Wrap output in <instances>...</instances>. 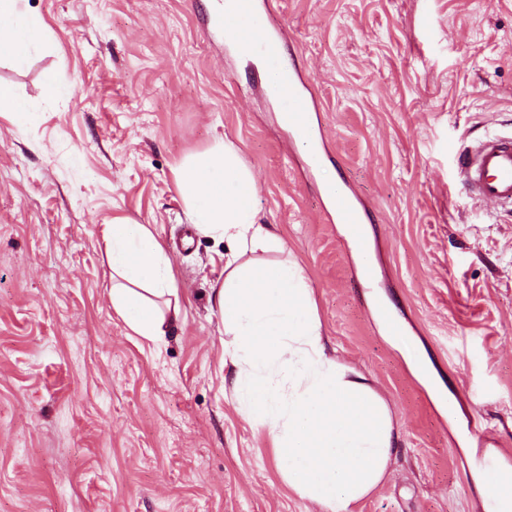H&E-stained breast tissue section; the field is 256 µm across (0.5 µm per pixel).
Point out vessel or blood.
I'll return each instance as SVG.
<instances>
[{
    "mask_svg": "<svg viewBox=\"0 0 512 512\" xmlns=\"http://www.w3.org/2000/svg\"><path fill=\"white\" fill-rule=\"evenodd\" d=\"M243 15L255 19L252 38L246 47L242 46L235 28L236 18ZM214 24L228 35V51L248 50L266 68L277 71L278 83L271 94L282 103V119L297 141H311L317 99L299 66L282 62L285 45L279 20L269 12L257 14L254 0H224V8L215 16ZM459 173L463 187L474 199L512 208V138L489 135L465 148L459 159ZM363 212L357 197L339 191L337 223H358Z\"/></svg>",
    "mask_w": 512,
    "mask_h": 512,
    "instance_id": "1",
    "label": "vessel or blood"
}]
</instances>
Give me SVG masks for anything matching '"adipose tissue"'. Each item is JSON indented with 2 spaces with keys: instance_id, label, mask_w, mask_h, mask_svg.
I'll return each instance as SVG.
<instances>
[{
  "instance_id": "adipose-tissue-1",
  "label": "adipose tissue",
  "mask_w": 512,
  "mask_h": 512,
  "mask_svg": "<svg viewBox=\"0 0 512 512\" xmlns=\"http://www.w3.org/2000/svg\"><path fill=\"white\" fill-rule=\"evenodd\" d=\"M45 38L19 0H0L1 50L21 62ZM175 181L193 223L226 245L215 299L238 407L266 429L289 489L323 512H352L392 459L386 405L363 374L328 353L303 267L292 259L244 263L246 253L280 252L284 243L257 220V184L239 148L216 144L185 162ZM105 240L114 309L137 334L165 335L180 305L162 244L128 217L114 219Z\"/></svg>"
}]
</instances>
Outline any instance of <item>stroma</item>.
I'll return each mask as SVG.
<instances>
[{
    "label": "stroma",
    "instance_id": "35a3bbf8",
    "mask_svg": "<svg viewBox=\"0 0 512 512\" xmlns=\"http://www.w3.org/2000/svg\"><path fill=\"white\" fill-rule=\"evenodd\" d=\"M273 2L318 99L312 172L265 75L225 55L212 0H20L48 40L0 53L30 112L0 116V512H321L234 401L212 301L225 245L176 187L226 139L331 351L391 415L389 472L353 512H487L481 458L512 468V212L457 170L512 133V0ZM332 175L366 205L371 277L330 218ZM126 216L172 262L181 314L159 341L109 296L105 230Z\"/></svg>",
    "mask_w": 512,
    "mask_h": 512
}]
</instances>
